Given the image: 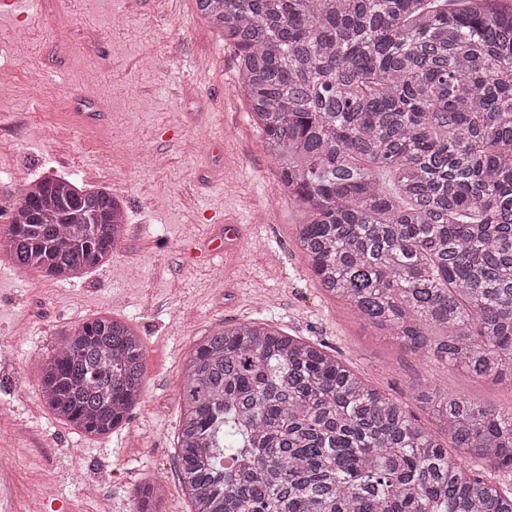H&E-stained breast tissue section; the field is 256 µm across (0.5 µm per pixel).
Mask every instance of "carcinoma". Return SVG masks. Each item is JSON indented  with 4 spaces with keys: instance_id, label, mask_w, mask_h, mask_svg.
<instances>
[{
    "instance_id": "carcinoma-1",
    "label": "carcinoma",
    "mask_w": 512,
    "mask_h": 512,
    "mask_svg": "<svg viewBox=\"0 0 512 512\" xmlns=\"http://www.w3.org/2000/svg\"><path fill=\"white\" fill-rule=\"evenodd\" d=\"M501 0H195L238 80L323 292L412 352L512 379V7ZM126 214L110 187L23 184L0 255L77 279ZM49 411L100 437L143 400V339L99 317L42 360ZM177 434L190 512H512L466 458L512 472V406L422 390L444 440L326 345L212 328L184 363ZM458 454L452 455L448 449ZM160 485L135 512H161Z\"/></svg>"
}]
</instances>
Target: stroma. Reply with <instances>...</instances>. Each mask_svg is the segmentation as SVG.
Instances as JSON below:
<instances>
[{
	"label": "stroma",
	"instance_id": "obj_1",
	"mask_svg": "<svg viewBox=\"0 0 512 512\" xmlns=\"http://www.w3.org/2000/svg\"><path fill=\"white\" fill-rule=\"evenodd\" d=\"M72 25L56 30L45 9L20 19L0 11V39L33 43L24 59L0 55L14 100L0 112V170L31 178L77 174L115 184L129 216L110 261L60 281L0 256V487L10 512H134L145 481L165 491L163 512H189L174 438L183 363L217 324L264 322L327 343L354 373L436 430L419 391L438 388L482 405H512V380L468 376L414 354L323 293L298 251L297 204L238 83L237 57L196 12L194 0H53ZM84 45L74 54L70 44ZM100 79L88 83L86 69ZM41 85V106L28 95ZM202 144L182 149L190 134ZM237 230L233 249L212 241ZM132 320L144 339V401L110 437L56 419L39 391L40 360L62 328L99 316ZM55 500L31 498L33 486Z\"/></svg>",
	"mask_w": 512,
	"mask_h": 512
}]
</instances>
